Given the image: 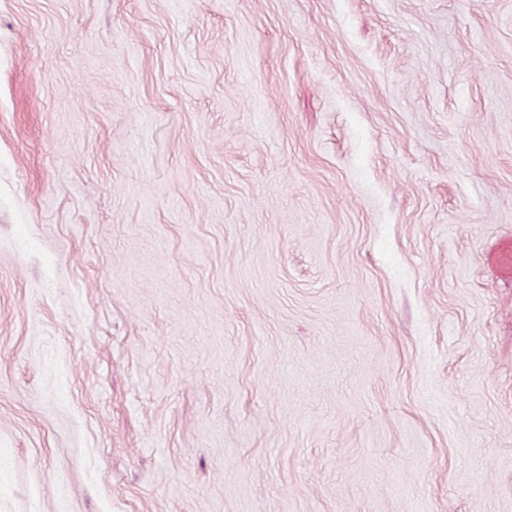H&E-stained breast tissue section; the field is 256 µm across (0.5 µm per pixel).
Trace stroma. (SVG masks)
<instances>
[{
	"label": "stroma",
	"mask_w": 512,
	"mask_h": 512,
	"mask_svg": "<svg viewBox=\"0 0 512 512\" xmlns=\"http://www.w3.org/2000/svg\"><path fill=\"white\" fill-rule=\"evenodd\" d=\"M512 0H0V512H512ZM490 263L497 274L512 276V239H503L494 247Z\"/></svg>",
	"instance_id": "obj_1"
}]
</instances>
